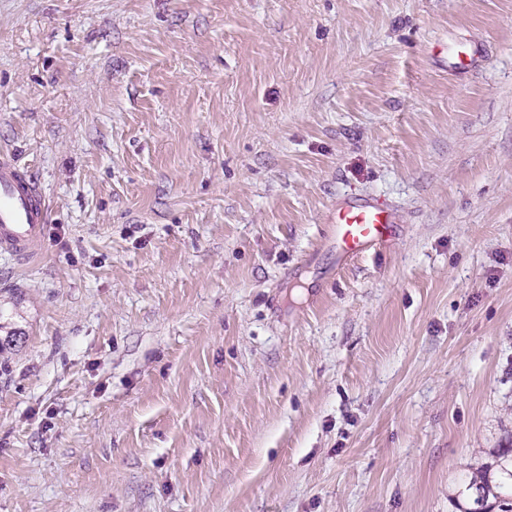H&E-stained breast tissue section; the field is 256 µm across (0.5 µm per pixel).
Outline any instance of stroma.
Masks as SVG:
<instances>
[{
  "instance_id": "stroma-1",
  "label": "stroma",
  "mask_w": 512,
  "mask_h": 512,
  "mask_svg": "<svg viewBox=\"0 0 512 512\" xmlns=\"http://www.w3.org/2000/svg\"><path fill=\"white\" fill-rule=\"evenodd\" d=\"M2 151L0 512H459L512 445V0H0ZM49 203L41 187L9 153L0 155V253L28 261L40 246ZM332 224L333 244L340 261L347 263L370 249H380L391 239L393 213L381 203L368 199H348L336 209Z\"/></svg>"
}]
</instances>
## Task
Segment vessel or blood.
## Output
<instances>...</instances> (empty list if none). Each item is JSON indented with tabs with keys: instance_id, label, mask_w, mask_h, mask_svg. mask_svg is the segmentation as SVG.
Here are the masks:
<instances>
[{
	"instance_id": "b4317fda",
	"label": "vessel or blood",
	"mask_w": 512,
	"mask_h": 512,
	"mask_svg": "<svg viewBox=\"0 0 512 512\" xmlns=\"http://www.w3.org/2000/svg\"><path fill=\"white\" fill-rule=\"evenodd\" d=\"M49 203L41 187L8 153L0 155V253L20 261L36 254L48 222ZM393 213L368 199L347 200L336 210L333 244L348 262L391 239Z\"/></svg>"
}]
</instances>
